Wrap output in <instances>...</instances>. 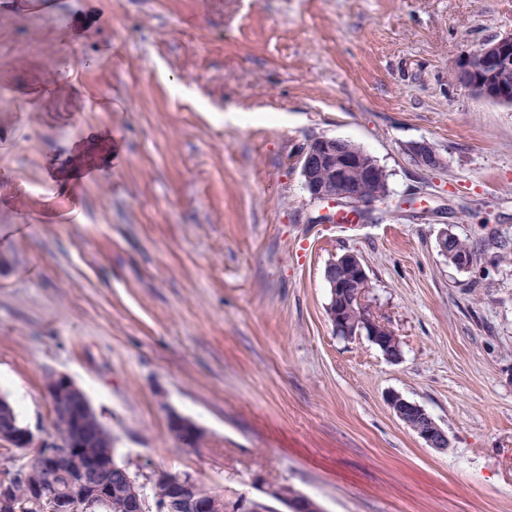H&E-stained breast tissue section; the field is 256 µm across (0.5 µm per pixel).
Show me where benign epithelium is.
<instances>
[{"instance_id":"1","label":"benign epithelium","mask_w":512,"mask_h":512,"mask_svg":"<svg viewBox=\"0 0 512 512\" xmlns=\"http://www.w3.org/2000/svg\"><path fill=\"white\" fill-rule=\"evenodd\" d=\"M459 86L476 96L512 107V83L505 76L512 73V33L484 41L465 51L454 70ZM413 156L427 168L439 166L433 147L423 141L415 144ZM383 171L366 162V154L335 137L312 140L301 156L304 186L315 200L342 206L371 205L375 199L364 194V185L382 178ZM455 235L443 230L438 238L441 255L460 270L469 268L472 258L450 250ZM331 280L332 302L328 316L336 334L344 338L365 334L378 345L387 359L401 357L400 340L390 327L370 311L364 299L369 277L360 259L345 253L325 270ZM45 391L51 407L63 418L55 437H39L13 418L12 404L0 396V443L14 449L20 463L0 475V512H19L15 487H27V498L38 501L46 512H92L121 498L126 512H207L204 500L191 475L173 476L162 469L131 474L128 464L116 458L114 445L85 451L110 436L85 392L68 376L52 374L46 378ZM394 414L409 424L430 448H448V434L427 411L397 392L387 396ZM170 432L190 448L199 447L206 436L202 427L176 413H170ZM42 449L51 460L50 470L39 482L29 481L26 463L28 450ZM264 493L285 506L289 512H325L313 498L288 485H269ZM271 505L264 499H241L229 504L230 512H267Z\"/></svg>"}]
</instances>
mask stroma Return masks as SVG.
<instances>
[{
    "mask_svg": "<svg viewBox=\"0 0 512 512\" xmlns=\"http://www.w3.org/2000/svg\"><path fill=\"white\" fill-rule=\"evenodd\" d=\"M509 33L512 0H0V394L52 435L45 377L66 375L121 461L229 498L512 512V107L450 80ZM97 128L100 176L68 188ZM322 136L387 173L371 220L319 223L299 159ZM419 141L443 168L415 163ZM445 229L470 269L440 254ZM347 252L398 361L329 319ZM455 237L456 236L447 229L443 230L438 238L439 251L441 255L448 257V263L454 265L459 270L469 269V266L473 262L472 258L474 252L466 243H464L458 237ZM451 242V247L453 249L468 253L470 256L455 253L454 251L450 250L449 247ZM387 404L401 421L408 423L415 430L428 447L438 450L448 448L447 432L434 421L423 407L408 401L396 392L388 394ZM170 432L177 441L189 448H198L206 436L202 427L174 411L170 413ZM264 493L291 512H325L315 499L288 485H268L265 487Z\"/></svg>",
    "mask_w": 512,
    "mask_h": 512,
    "instance_id": "obj_1",
    "label": "stroma"
}]
</instances>
